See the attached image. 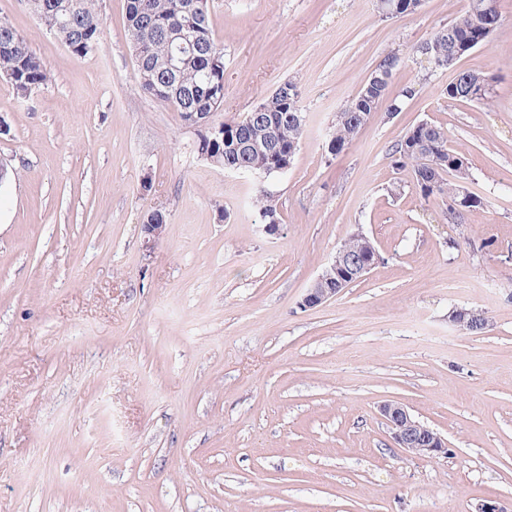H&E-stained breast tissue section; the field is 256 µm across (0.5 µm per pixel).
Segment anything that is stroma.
Instances as JSON below:
<instances>
[{
  "label": "stroma",
  "mask_w": 512,
  "mask_h": 512,
  "mask_svg": "<svg viewBox=\"0 0 512 512\" xmlns=\"http://www.w3.org/2000/svg\"><path fill=\"white\" fill-rule=\"evenodd\" d=\"M464 6L385 19L375 0H211L221 118L301 90L302 142L265 182L270 235L253 176L201 157L197 130L142 89L126 0H99L81 58L27 0H0L51 75L26 100L0 77V512H512V0L459 63L493 75L491 105L449 102L453 71L412 59ZM395 49L393 90L421 93L329 156L337 112ZM422 121L465 153L486 208L451 218L392 168ZM357 231L379 262L301 307ZM460 308L485 312L484 332L459 330ZM385 401L447 454L396 447ZM253 204L258 210L262 219V224H267L269 231H278L279 224H281L280 216L277 209V203L273 196L266 190L262 181L260 180L255 191ZM276 218L278 221H272Z\"/></svg>",
  "instance_id": "1"
}]
</instances>
